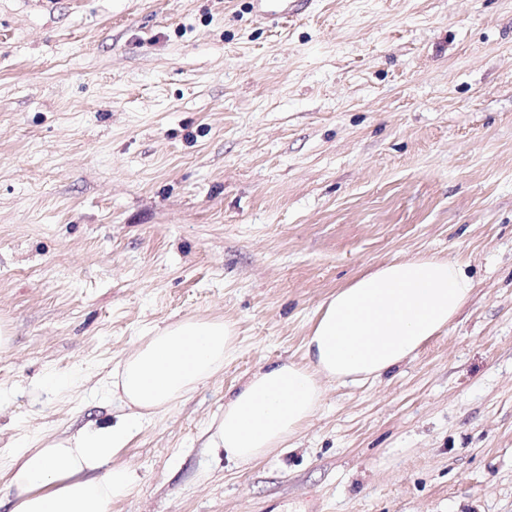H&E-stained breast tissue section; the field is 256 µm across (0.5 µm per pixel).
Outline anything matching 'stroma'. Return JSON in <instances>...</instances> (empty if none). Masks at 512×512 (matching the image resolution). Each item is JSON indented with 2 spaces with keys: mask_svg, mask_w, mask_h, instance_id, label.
Returning a JSON list of instances; mask_svg holds the SVG:
<instances>
[{
  "mask_svg": "<svg viewBox=\"0 0 512 512\" xmlns=\"http://www.w3.org/2000/svg\"><path fill=\"white\" fill-rule=\"evenodd\" d=\"M429 254L473 291L416 357L258 463L208 448L331 293ZM190 316L237 356L143 422L112 512H512V0H0V468L116 422L113 368ZM257 16L274 24L304 12L309 0H252Z\"/></svg>",
  "mask_w": 512,
  "mask_h": 512,
  "instance_id": "stroma-1",
  "label": "stroma"
}]
</instances>
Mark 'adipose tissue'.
<instances>
[{
    "label": "adipose tissue",
    "instance_id": "adipose-tissue-1",
    "mask_svg": "<svg viewBox=\"0 0 512 512\" xmlns=\"http://www.w3.org/2000/svg\"><path fill=\"white\" fill-rule=\"evenodd\" d=\"M472 293L462 263L437 255L373 267L317 310L302 360L262 367L224 397L212 448L249 464L288 447L323 397V380H376L411 359L458 316ZM232 322L187 317L140 336L112 371L127 412L117 422L17 449L0 480L10 512H110L135 483L118 456L145 417L166 412L223 372L237 350Z\"/></svg>",
    "mask_w": 512,
    "mask_h": 512
}]
</instances>
